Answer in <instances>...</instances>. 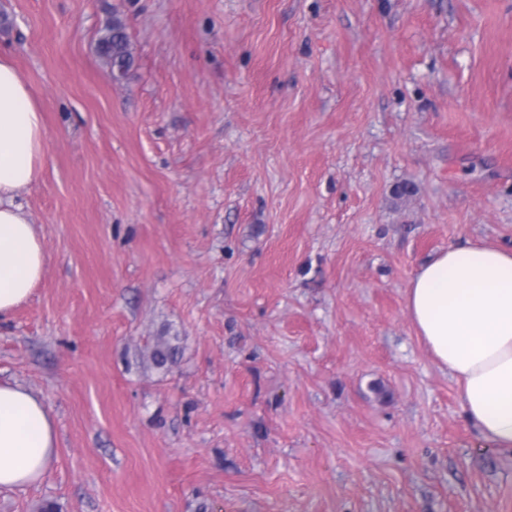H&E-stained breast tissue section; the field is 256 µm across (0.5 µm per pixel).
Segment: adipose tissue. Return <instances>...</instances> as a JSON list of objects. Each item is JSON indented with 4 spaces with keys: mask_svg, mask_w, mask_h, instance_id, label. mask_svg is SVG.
<instances>
[{
    "mask_svg": "<svg viewBox=\"0 0 512 512\" xmlns=\"http://www.w3.org/2000/svg\"><path fill=\"white\" fill-rule=\"evenodd\" d=\"M46 153L41 107L10 56L0 55V318L26 301L48 255L17 203L37 182ZM406 310L434 361L459 386L479 436L512 451V248L449 247L423 265ZM57 454L56 423L19 383L0 382V488L44 479Z\"/></svg>",
    "mask_w": 512,
    "mask_h": 512,
    "instance_id": "adipose-tissue-1",
    "label": "adipose tissue"
}]
</instances>
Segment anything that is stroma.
Returning a JSON list of instances; mask_svg holds the SVG:
<instances>
[{
  "label": "stroma",
  "instance_id": "1",
  "mask_svg": "<svg viewBox=\"0 0 512 512\" xmlns=\"http://www.w3.org/2000/svg\"><path fill=\"white\" fill-rule=\"evenodd\" d=\"M0 53L50 257L0 379L58 433L0 512H512L406 312L436 253L512 247V0H0ZM97 51L110 67L114 77H122L132 64L133 52L126 25L117 15L112 17L97 40Z\"/></svg>",
  "mask_w": 512,
  "mask_h": 512
}]
</instances>
